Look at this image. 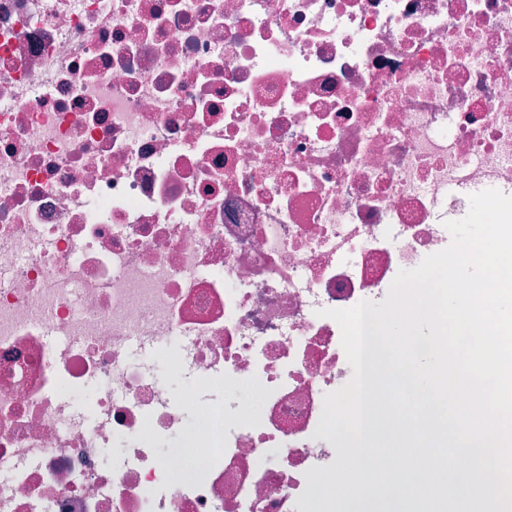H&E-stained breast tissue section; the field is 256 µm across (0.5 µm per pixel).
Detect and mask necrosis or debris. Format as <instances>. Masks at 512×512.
Segmentation results:
<instances>
[{"mask_svg":"<svg viewBox=\"0 0 512 512\" xmlns=\"http://www.w3.org/2000/svg\"><path fill=\"white\" fill-rule=\"evenodd\" d=\"M490 188L512 0H0V512H336L387 478L450 512L381 368L337 484L324 312Z\"/></svg>","mask_w":512,"mask_h":512,"instance_id":"1","label":"necrosis or debris"}]
</instances>
